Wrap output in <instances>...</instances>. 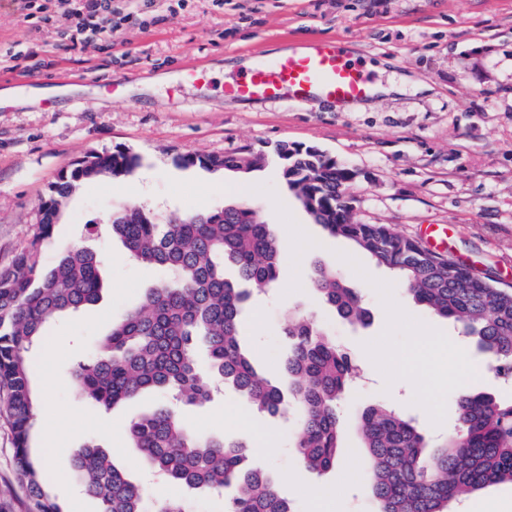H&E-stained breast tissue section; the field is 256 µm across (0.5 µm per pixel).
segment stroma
I'll list each match as a JSON object with an SVG mask.
<instances>
[{
  "instance_id": "stroma-1",
  "label": "stroma",
  "mask_w": 512,
  "mask_h": 512,
  "mask_svg": "<svg viewBox=\"0 0 512 512\" xmlns=\"http://www.w3.org/2000/svg\"><path fill=\"white\" fill-rule=\"evenodd\" d=\"M175 13L142 30L121 28L110 41L70 47L65 19L36 26L15 0H0V90L32 72L75 77L68 93L48 109L33 103L0 111V267L33 237L38 208L60 174L91 152L133 151L141 164L128 174L138 185L140 206L156 214L197 212L243 203L274 224L288 242V257L273 288L255 292L241 336L267 377L282 374L288 344L282 326L292 311L310 315L358 362L362 381L339 415L344 449L336 467L317 475L299 467L291 447L293 417L272 419L232 389L218 387L212 400L184 406L178 415L190 429L249 447V466L271 472L295 512H311L302 487L326 491L331 512H377L360 476L362 451L355 422L381 402L412 418L431 445L456 424L460 390L512 401V382L478 370L479 357L453 323L402 294L392 274L329 237L289 192L273 160L276 144L312 145L355 169L349 193L353 219L387 224L399 235L426 242L432 224L448 227L444 256L470 266L492 284L512 285V0H154L149 11ZM314 39L350 44L373 79L402 85L400 94L374 98L345 112L323 100L252 103L225 98L229 59L273 55ZM201 68L203 84L180 82L182 69ZM122 80L115 92L102 77ZM195 153L264 154L258 171L182 167L178 156ZM106 177L84 182L66 200L55 236L40 252L43 267L70 248L86 225L106 223L129 200ZM320 242L304 247L305 237ZM103 257L106 289L95 305L51 321L43 344L31 353V384L39 414L31 452L42 462L65 463L52 482L63 512H96L81 495L67 465L87 442L108 449L116 467L146 484L148 507L192 500L196 512H225L229 494L191 492L163 474L143 468L129 446V421L161 405L154 392L139 394L105 411L82 394L72 371L89 359L113 323L138 306L159 275L129 261L119 241L95 239ZM340 267L366 294L373 320L353 328L317 299L315 264ZM404 319L391 324L386 304ZM440 337L430 370H465V387L435 389L430 381H393L391 373L422 337ZM468 359L459 363L456 348ZM28 497L15 467V442L0 390V512H28Z\"/></svg>"
}]
</instances>
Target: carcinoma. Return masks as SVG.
<instances>
[{
    "label": "carcinoma",
    "mask_w": 512,
    "mask_h": 512,
    "mask_svg": "<svg viewBox=\"0 0 512 512\" xmlns=\"http://www.w3.org/2000/svg\"><path fill=\"white\" fill-rule=\"evenodd\" d=\"M274 154L295 198L311 200L306 211L315 223L392 270L414 302L475 338L478 355L494 362L498 375L512 378V289L494 287L386 224L355 222L350 168L336 166L335 158L288 143L277 144ZM178 163L249 173L263 158L190 153ZM139 165L140 157L127 149L83 157L41 201L32 240L0 269V385L7 389L16 468L29 512L63 510L30 452L36 410L28 355L51 319L97 303L104 288L103 269L91 249L76 246L62 253L47 272L40 251L77 184L123 176ZM88 229L117 239L133 262L165 275L112 325L98 352L75 368L96 406L108 410L141 391L202 405L222 381L261 412L293 410V447L303 467L321 474L336 465L343 448L337 406L359 372L350 353L311 318L289 315L283 325L291 342L285 390L259 374L240 343L239 324L250 298L246 286L274 287L285 259L272 224L243 204L164 217L129 204L112 212L111 223ZM313 282L322 303L343 321L371 323L363 292L339 268L316 265ZM200 344L208 355L207 373L194 358ZM455 403L458 425L434 450L412 420L387 405H370L359 415L356 436L365 449L362 468L377 512H450L452 504L489 485L512 484V402L480 392L461 394ZM128 439L144 466L190 490L235 487L227 512H294L268 474L244 466L247 445L192 432L164 406L132 418ZM70 467L84 493L98 502V512H147L145 490L113 464L108 450L87 443Z\"/></svg>",
    "instance_id": "carcinoma-1"
}]
</instances>
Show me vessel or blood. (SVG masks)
I'll return each instance as SVG.
<instances>
[{
  "instance_id": "obj_1",
  "label": "vessel or blood",
  "mask_w": 512,
  "mask_h": 512,
  "mask_svg": "<svg viewBox=\"0 0 512 512\" xmlns=\"http://www.w3.org/2000/svg\"><path fill=\"white\" fill-rule=\"evenodd\" d=\"M371 91V76L337 40H314L302 49L262 59L224 86L225 96L243 101L326 99L340 110L368 99Z\"/></svg>"
}]
</instances>
